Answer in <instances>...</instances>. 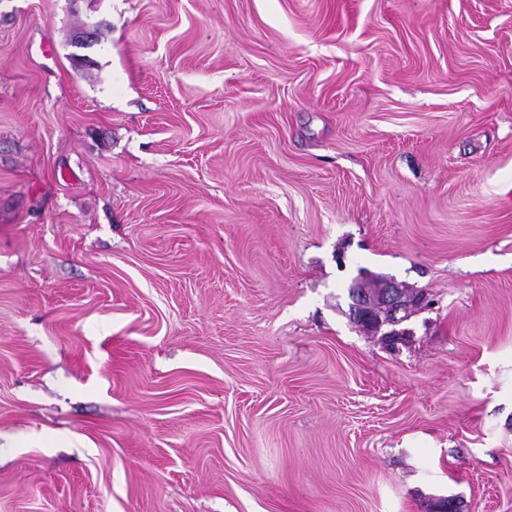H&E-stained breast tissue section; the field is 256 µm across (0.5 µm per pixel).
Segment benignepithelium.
<instances>
[{
	"instance_id": "obj_1",
	"label": "benign epithelium",
	"mask_w": 512,
	"mask_h": 512,
	"mask_svg": "<svg viewBox=\"0 0 512 512\" xmlns=\"http://www.w3.org/2000/svg\"><path fill=\"white\" fill-rule=\"evenodd\" d=\"M353 288V305L351 315L353 321L366 331L376 332L382 326H390L385 332L387 336H406L408 329L399 325L409 319L411 309L420 307L425 301V294L412 296L401 285L391 278H383L378 285L377 293L381 301L377 302L365 287L362 279H356Z\"/></svg>"
}]
</instances>
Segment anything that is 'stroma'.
<instances>
[{"label":"stroma","instance_id":"35a3bbf8","mask_svg":"<svg viewBox=\"0 0 512 512\" xmlns=\"http://www.w3.org/2000/svg\"><path fill=\"white\" fill-rule=\"evenodd\" d=\"M449 499L512 512V0H0V512ZM350 288H353V305L351 315L353 321L362 329L377 332L382 326L392 328L383 336H406L409 329H397L396 327L409 319L410 309L421 307L425 301V294L412 296L401 285L391 278L380 280L376 295H381L380 304L365 287L362 278L356 279ZM375 312H377L375 314ZM385 319L383 320V318Z\"/></svg>","mask_w":512,"mask_h":512}]
</instances>
